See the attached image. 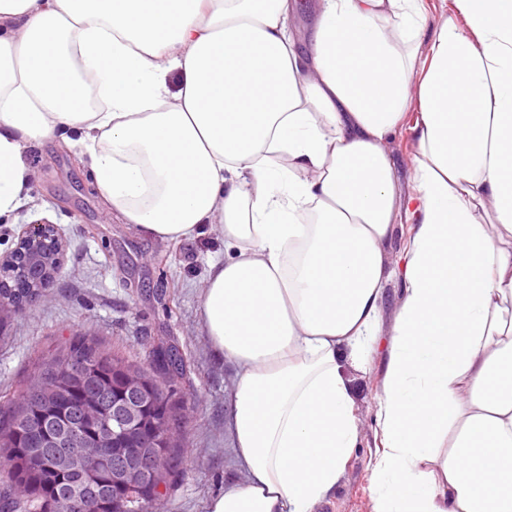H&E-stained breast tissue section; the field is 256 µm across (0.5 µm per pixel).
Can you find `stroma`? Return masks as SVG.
I'll return each mask as SVG.
<instances>
[{
  "label": "stroma",
  "mask_w": 512,
  "mask_h": 512,
  "mask_svg": "<svg viewBox=\"0 0 512 512\" xmlns=\"http://www.w3.org/2000/svg\"><path fill=\"white\" fill-rule=\"evenodd\" d=\"M405 129L388 143L402 191H410L416 146ZM32 210L0 223V260L15 249L25 225H55L60 264L45 297L19 310H0V393L18 395L40 357L65 349L75 336H93L108 351L149 364L159 341L175 346L184 375L171 387L180 408L183 446L159 512H207L214 493L243 474L233 453V367L217 356L204 329L200 296L210 260L224 255V235L214 224L196 235L166 240L108 215L76 148L49 141L29 149ZM372 360L354 372L361 417L360 442L322 512H374L372 467L381 449L375 411L384 375L386 338Z\"/></svg>",
  "instance_id": "obj_1"
}]
</instances>
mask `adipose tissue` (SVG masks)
<instances>
[{
  "mask_svg": "<svg viewBox=\"0 0 512 512\" xmlns=\"http://www.w3.org/2000/svg\"><path fill=\"white\" fill-rule=\"evenodd\" d=\"M0 0V217L28 149L85 157L112 214L162 239L220 225L201 294L233 365L243 481L208 512H318L358 446L352 370L402 278L374 512H512V0ZM413 188L386 146L410 105ZM415 221L387 259L396 207ZM300 6L294 19V33L297 41V48L305 52L310 48V32L313 25L314 13L310 10V4L316 0H298ZM425 4L427 7V22L422 40L423 44L426 45L442 16L448 14V0H425ZM402 281L398 277H391L383 283L384 292V303H383V315L385 321V327L383 329L384 334L388 333V327L392 321L397 307L398 302L402 293Z\"/></svg>",
  "mask_w": 512,
  "mask_h": 512,
  "instance_id": "ef3b65f1",
  "label": "adipose tissue"
}]
</instances>
